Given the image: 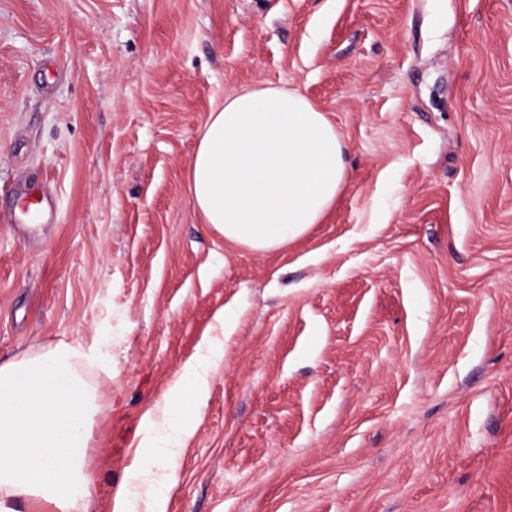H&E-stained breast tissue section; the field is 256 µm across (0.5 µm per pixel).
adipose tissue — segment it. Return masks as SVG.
I'll use <instances>...</instances> for the list:
<instances>
[{"instance_id": "obj_1", "label": "adipose tissue", "mask_w": 512, "mask_h": 512, "mask_svg": "<svg viewBox=\"0 0 512 512\" xmlns=\"http://www.w3.org/2000/svg\"><path fill=\"white\" fill-rule=\"evenodd\" d=\"M347 174L344 146L328 117L297 92L279 87L227 94L208 115L188 170L191 202L225 243L254 254L287 249L321 223ZM223 350L204 343L168 386L140 428L138 455L125 483L103 496L86 470L96 398L83 377L92 353L59 345L0 362V512H166L156 460L174 463L194 432L209 378Z\"/></svg>"}]
</instances>
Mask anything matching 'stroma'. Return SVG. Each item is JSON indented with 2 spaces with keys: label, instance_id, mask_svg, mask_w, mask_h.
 Here are the masks:
<instances>
[{
  "label": "stroma",
  "instance_id": "35a3bbf8",
  "mask_svg": "<svg viewBox=\"0 0 512 512\" xmlns=\"http://www.w3.org/2000/svg\"><path fill=\"white\" fill-rule=\"evenodd\" d=\"M252 86L325 112L348 172L263 255L187 177ZM33 190L48 220L8 223ZM207 337L167 512H512V0H0V358L96 355L88 466L121 482Z\"/></svg>",
  "mask_w": 512,
  "mask_h": 512
}]
</instances>
